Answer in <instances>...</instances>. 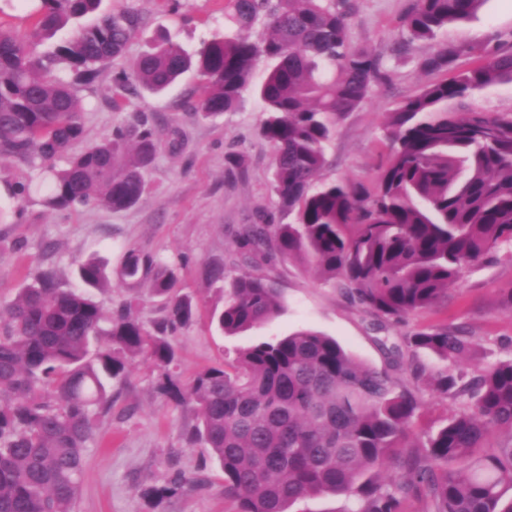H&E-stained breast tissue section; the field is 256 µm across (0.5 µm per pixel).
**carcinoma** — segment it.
Listing matches in <instances>:
<instances>
[{"label": "carcinoma", "instance_id": "carcinoma-1", "mask_svg": "<svg viewBox=\"0 0 512 512\" xmlns=\"http://www.w3.org/2000/svg\"><path fill=\"white\" fill-rule=\"evenodd\" d=\"M102 0H37L34 28L20 35L0 24V159L50 173L46 208L90 203L111 210L137 204L143 172L160 131L146 118L113 129L99 144L54 161L84 132L80 91L120 57L140 24L134 12H100ZM483 0H413L401 20L402 47L433 41L476 16ZM237 32L187 50L163 42L142 54L128 91L166 90L181 75L203 81L196 111L212 117L252 89L263 102L260 132L274 151V189L289 224L264 217L235 233V266L218 330L234 336L279 315L269 266L295 259L334 283L348 302L384 329L447 297L464 269L512 245V108L487 113L458 105L512 84V45L480 49L477 66L428 83L390 112V154L376 189L324 181L325 145L336 124L373 88L390 82L382 58L349 37L350 0H227ZM93 17L87 24L81 20ZM265 18L267 34L252 30ZM70 34L37 56L30 40ZM461 45L442 43L422 63L448 69ZM269 64L255 83L260 61ZM31 181L9 183L23 201ZM81 282L102 288L104 267L90 259ZM124 276L148 281L164 317L148 328L130 309L105 315L84 291L64 290L47 270L22 288L0 316V512H73L96 417L112 410L106 380L126 378L147 355L164 373L159 389L194 403L188 442H204L224 471V493L239 512H288L310 497L342 496L344 512H512V358L457 371L469 352L462 331L436 326L384 347L383 369L359 362L336 339L303 329L241 349L230 368L211 367L183 393L169 366L170 335L193 318L173 293L168 266L135 250ZM440 362L425 364L420 353ZM464 409L437 430L412 435L423 409L421 386ZM187 484L177 472L142 494L158 504Z\"/></svg>", "mask_w": 512, "mask_h": 512}]
</instances>
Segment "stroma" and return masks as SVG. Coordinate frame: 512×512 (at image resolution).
Masks as SVG:
<instances>
[{
  "mask_svg": "<svg viewBox=\"0 0 512 512\" xmlns=\"http://www.w3.org/2000/svg\"><path fill=\"white\" fill-rule=\"evenodd\" d=\"M350 37L354 44L382 55L391 82L341 119L327 149L325 180L349 181L373 189L388 146L385 126L390 111L437 72L421 69L432 53L426 43L399 52L400 21L412 0H352ZM105 12L135 11L141 23L124 55L100 75L94 93L84 96L85 134L71 151L78 154L112 130L144 114L157 124L161 140L144 178L147 191L134 206L111 210L97 204L51 211L41 194L14 203L8 182L25 181L33 171L0 160V205L14 208L11 223L0 224V311L6 310L27 283L42 271L55 270L61 288L77 289L81 261L95 257L106 267L109 287L92 290L93 299L111 312L128 304L145 323L159 319L160 302L150 283L129 285L123 278L128 250L153 255L174 267L180 295L189 297L195 319L175 337L171 373L190 381L196 373L234 361L240 349L300 329L332 336L357 360L378 369L387 364L380 342L401 344L411 332L441 324L462 328L471 349L462 367L473 371L512 358V248L503 247L480 265L464 271L438 306L410 316L405 323L373 330L370 317L351 305L340 288L324 282L298 261L278 267L281 314L235 336L210 323V312L224 304L221 284L207 282L201 267L232 265L231 231L253 223L256 214L289 223L273 186V148L260 137L262 104L245 92L235 109L205 118L190 108L199 79L186 73L169 90L130 97L113 107V78L131 71L139 55L162 40L185 47L228 34L235 26L224 0H103ZM451 43L476 47L512 41V0H485L476 19L448 35ZM161 372L139 359L126 382L112 386V411L94 423L74 512H237L224 493V472L204 445L188 447L183 433L197 421L191 403H178L158 389ZM190 483L159 504L140 493L166 484L173 472Z\"/></svg>",
  "mask_w": 512,
  "mask_h": 512,
  "instance_id": "35a3bbf8",
  "label": "stroma"
}]
</instances>
